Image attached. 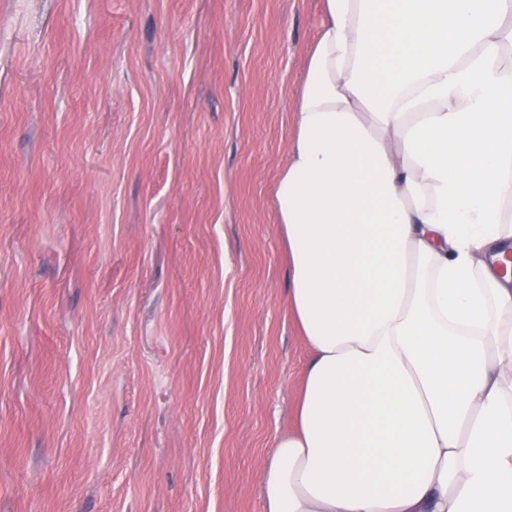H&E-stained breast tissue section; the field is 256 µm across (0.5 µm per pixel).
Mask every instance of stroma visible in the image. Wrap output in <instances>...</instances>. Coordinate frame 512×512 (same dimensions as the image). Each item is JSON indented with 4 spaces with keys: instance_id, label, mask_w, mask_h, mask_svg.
Segmentation results:
<instances>
[{
    "instance_id": "35a3bbf8",
    "label": "stroma",
    "mask_w": 512,
    "mask_h": 512,
    "mask_svg": "<svg viewBox=\"0 0 512 512\" xmlns=\"http://www.w3.org/2000/svg\"><path fill=\"white\" fill-rule=\"evenodd\" d=\"M322 0H0V512H263L310 352L272 186Z\"/></svg>"
}]
</instances>
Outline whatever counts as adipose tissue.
Here are the masks:
<instances>
[{
  "mask_svg": "<svg viewBox=\"0 0 512 512\" xmlns=\"http://www.w3.org/2000/svg\"><path fill=\"white\" fill-rule=\"evenodd\" d=\"M293 122L263 512H512V0H323Z\"/></svg>",
  "mask_w": 512,
  "mask_h": 512,
  "instance_id": "obj_1",
  "label": "adipose tissue"
}]
</instances>
